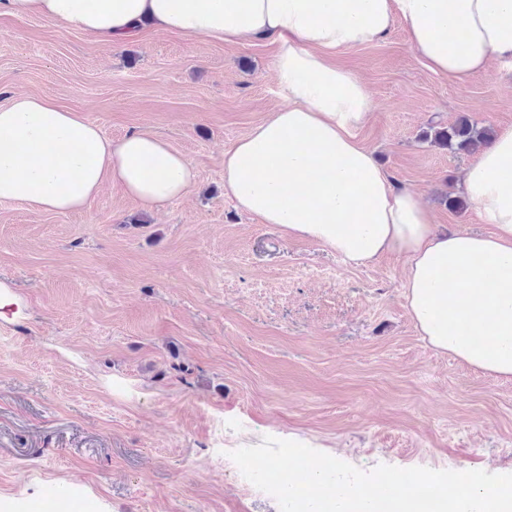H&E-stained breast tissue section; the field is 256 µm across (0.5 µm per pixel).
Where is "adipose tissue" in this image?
<instances>
[{
	"label": "adipose tissue",
	"mask_w": 512,
	"mask_h": 512,
	"mask_svg": "<svg viewBox=\"0 0 512 512\" xmlns=\"http://www.w3.org/2000/svg\"><path fill=\"white\" fill-rule=\"evenodd\" d=\"M3 14L112 44L142 20L225 44L271 38L280 103L225 150V190L243 212L351 265L405 257V299L420 334L437 350L512 376V127L495 132L462 179L492 233L442 230L360 143L372 99L356 73L334 62L379 42L399 20L433 74L463 81L494 61L512 67V0H0ZM195 182L192 161L153 134L112 141L49 97L20 95L0 107V201L78 212L111 185L159 208Z\"/></svg>",
	"instance_id": "1"
}]
</instances>
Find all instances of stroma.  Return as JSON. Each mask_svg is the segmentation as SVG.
I'll return each instance as SVG.
<instances>
[{
	"instance_id": "stroma-1",
	"label": "stroma",
	"mask_w": 512,
	"mask_h": 512,
	"mask_svg": "<svg viewBox=\"0 0 512 512\" xmlns=\"http://www.w3.org/2000/svg\"><path fill=\"white\" fill-rule=\"evenodd\" d=\"M270 40L223 44L142 26L108 44L0 18V106L55 98L105 136L150 131L186 154L188 196L148 210L105 188L83 211L0 202V512H280L227 452L273 436L363 470L512 473V379L434 349L406 264L345 263L239 210L224 150L276 103ZM374 103L362 143L441 228L492 232L461 196L469 153L422 138L469 116L512 126V70H427L402 22L341 53ZM59 488L65 495L50 498Z\"/></svg>"
}]
</instances>
